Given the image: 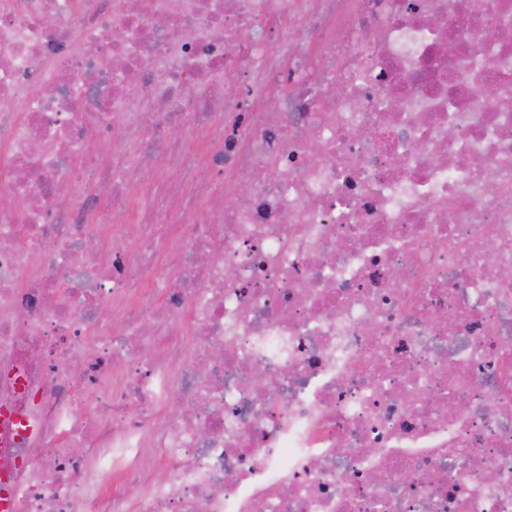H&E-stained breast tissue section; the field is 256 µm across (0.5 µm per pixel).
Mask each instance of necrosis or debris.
<instances>
[{"instance_id":"necrosis-or-debris-1","label":"necrosis or debris","mask_w":512,"mask_h":512,"mask_svg":"<svg viewBox=\"0 0 512 512\" xmlns=\"http://www.w3.org/2000/svg\"><path fill=\"white\" fill-rule=\"evenodd\" d=\"M487 83L512 0H0L7 512H512ZM144 205L143 199L132 197L129 199L126 206V217L127 221L124 224H128L125 234L122 238L114 241V245L117 247H123L127 245L136 244L139 238L133 235L132 232L137 227L136 223L133 222V217L140 207Z\"/></svg>"}]
</instances>
